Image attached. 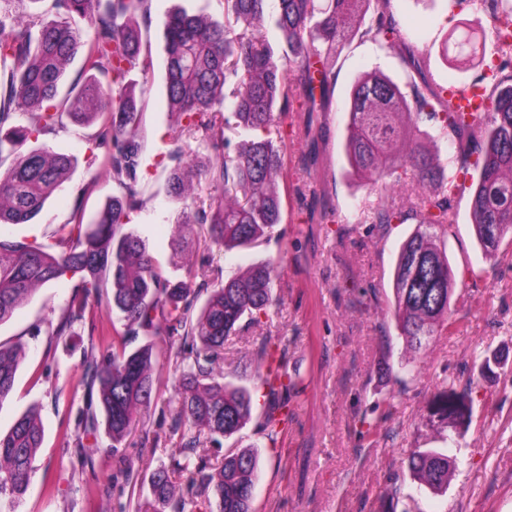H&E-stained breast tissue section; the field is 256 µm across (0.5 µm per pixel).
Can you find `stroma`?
<instances>
[{
    "label": "stroma",
    "mask_w": 512,
    "mask_h": 512,
    "mask_svg": "<svg viewBox=\"0 0 512 512\" xmlns=\"http://www.w3.org/2000/svg\"><path fill=\"white\" fill-rule=\"evenodd\" d=\"M175 9L225 19L224 0H151L150 20L141 30L153 66L149 74H131L142 106L145 204L129 228L175 278L187 257L179 239H194L190 257L210 270L195 285L203 297L225 277L278 259V308L264 325H244L227 339L217 370L228 381L252 386L259 344L284 336L288 371L301 379L292 416L277 427L276 437L255 418L222 444L201 439L200 452L215 462L228 448L257 452L255 512H512V242L502 243L496 263L486 262L470 225V196H457L454 222L443 238L458 282L455 322L448 335L417 354L412 372L398 376L393 368L404 357L391 340L392 277L398 247L417 223L411 219L384 232L355 221L358 211L372 210L380 199L406 207L416 200L407 185L371 190L352 174L344 153L349 88L375 67L406 82L409 70L399 54L354 36L336 60L324 111L308 114L294 104L279 115L286 141L279 177L282 220L268 240L226 252L205 242L200 225L177 232L181 205L166 191L175 158L206 154L181 135L167 110L163 20ZM393 12L405 42L426 53V69L440 87H467L479 77L471 66L444 60L440 49L457 25L490 29L483 7L463 11L458 0H393ZM99 133V125L71 123L43 136V143L73 157V167L34 220L0 225L1 238L53 243L56 228L71 222L76 205H83L89 220L118 194L102 163L91 158ZM78 284L68 274L51 281L0 325V340L26 348L14 389L0 405V431L8 432L32 407L44 428L18 512H137L153 502L151 476L182 441L169 430L180 376L172 359L158 367L152 401L122 445L120 456L135 462L132 473L113 456L105 431L82 435L92 393L75 381L88 361L105 355L104 337L124 326L102 296L89 300L69 335H54ZM467 384L473 399L468 417L446 424L430 416L428 404L438 389ZM446 447L456 467L447 492L436 495L411 479L406 457L413 448ZM394 485L401 495L392 501L387 491Z\"/></svg>",
    "instance_id": "1"
}]
</instances>
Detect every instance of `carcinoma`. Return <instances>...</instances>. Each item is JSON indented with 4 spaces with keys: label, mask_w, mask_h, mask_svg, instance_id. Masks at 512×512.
I'll return each mask as SVG.
<instances>
[{
    "label": "carcinoma",
    "mask_w": 512,
    "mask_h": 512,
    "mask_svg": "<svg viewBox=\"0 0 512 512\" xmlns=\"http://www.w3.org/2000/svg\"><path fill=\"white\" fill-rule=\"evenodd\" d=\"M66 15L45 22L20 11L0 10V223L26 224L66 179L72 160L46 144L31 140L63 128L68 121H101L100 141L112 143L105 168L123 195L104 204L90 224L78 220L56 231L57 250L23 240L0 239V325L45 284L66 273L80 275L82 292L70 302L54 333L63 336L71 318L85 311L90 298L106 291L125 321L120 336L107 340L110 352L91 366L78 384L97 387L98 406L112 454L131 435L140 411L148 407L162 352L146 341L127 350L140 334H164L190 340L192 363L178 382L177 407L171 429L189 425L214 441L238 434L254 412L265 410L266 423H288L295 383L288 379V340L262 342L260 367L253 388L217 377L216 364L228 336L243 322L261 323L277 304L276 266L256 263L246 272L224 279L190 316L200 275L187 266V278L171 281L146 250L125 230L130 213L143 204L138 189L142 146L141 112L128 74L151 68L142 53L136 19L150 13V0H50ZM267 0H225V22L184 11L169 13L166 38V98L183 131L210 142L214 157L197 166L170 169L167 193L183 203L175 223L205 224L209 242L229 251L269 238L281 223L278 176L283 139L276 134L275 113L287 111L288 73L301 74L294 96L306 111H322L331 81L330 59L352 36H362L397 51L408 68L422 70L424 57L401 37L392 0H277L275 26L285 45L282 54L258 37ZM492 33L496 44L512 48V0H493ZM370 20H365L366 14ZM88 29L81 30L77 21ZM443 54L457 60L476 59L484 73L472 88L481 90L482 111L464 112L453 94L437 85L410 82V93L380 71L357 77L348 94L349 123L344 144L347 163L370 186L403 183L415 187L418 203L406 210L382 201L372 223L388 226L410 218L419 227L400 245L392 280L393 317L405 351L418 353L453 325L452 299L457 281L439 235L453 224L457 194L471 190V225L484 258L494 261L500 246L512 240V57L496 65L486 44L464 26L445 40ZM83 54L88 70L110 80L91 78L63 87L67 65ZM27 117L14 124V114ZM249 137L232 143L229 125ZM436 130L452 149L450 163L421 140L422 128ZM478 178H473V173ZM221 182L224 195L208 208L196 207L206 185ZM25 349L0 341V406L12 393ZM43 429L37 409L22 413L0 435V512H18L30 483L32 464L41 448ZM456 458L449 448H413L407 457L411 477L432 493L448 489ZM185 476L195 499L218 500V512H253L258 458L250 448H227L218 467L185 443L152 475L155 500L171 512H185L186 500L171 475Z\"/></svg>",
    "instance_id": "carcinoma-1"
}]
</instances>
